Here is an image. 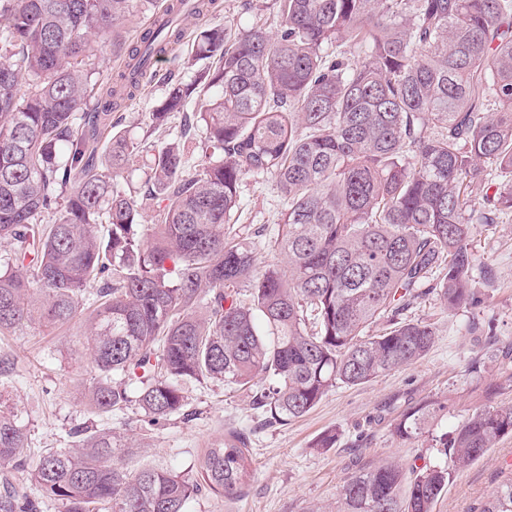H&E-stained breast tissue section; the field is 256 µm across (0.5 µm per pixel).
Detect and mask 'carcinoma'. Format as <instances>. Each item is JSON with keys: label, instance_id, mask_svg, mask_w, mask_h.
Masks as SVG:
<instances>
[{"label": "carcinoma", "instance_id": "cac0c4a2", "mask_svg": "<svg viewBox=\"0 0 512 512\" xmlns=\"http://www.w3.org/2000/svg\"><path fill=\"white\" fill-rule=\"evenodd\" d=\"M157 2L0 0V240L13 246L0 335L85 318L88 405L110 416L135 404L150 426L182 412L191 382L253 388L256 409L286 422L339 383L423 358L436 328L405 312L430 294L450 311L479 304L470 238L512 211V0H275L274 30L204 28L191 54L211 65L168 79L151 112L163 143L112 113L181 40L178 16L220 4ZM140 14L151 27L109 86L95 37ZM198 129L208 162L193 172L183 140ZM485 164L511 176L491 194ZM255 173L285 204L280 259L264 269L234 232ZM443 409L425 399L392 428L405 442L430 435L432 461L352 474L335 512H434L456 471L512 435V405L450 433L434 428ZM72 437L29 471L65 512H187L202 491L233 498L252 478L233 433L199 456L195 479L127 470L132 447L110 428ZM26 448L22 416L0 408V466ZM0 512H29L8 483ZM478 512H512V475Z\"/></svg>", "mask_w": 512, "mask_h": 512}]
</instances>
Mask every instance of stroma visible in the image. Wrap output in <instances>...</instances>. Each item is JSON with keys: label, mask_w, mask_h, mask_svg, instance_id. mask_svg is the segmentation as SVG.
I'll return each instance as SVG.
<instances>
[{"label": "stroma", "mask_w": 512, "mask_h": 512, "mask_svg": "<svg viewBox=\"0 0 512 512\" xmlns=\"http://www.w3.org/2000/svg\"><path fill=\"white\" fill-rule=\"evenodd\" d=\"M223 2L220 15L185 17V35L224 21L246 26L273 14V0ZM188 49L187 42L173 45L155 63V78L122 108L134 135L148 130L153 107L165 98V74L193 78ZM239 193L243 213L236 227L245 235L262 230L256 257L258 265H267L276 257L271 241L282 196L267 175L244 178ZM471 246L479 260L474 275L483 291L478 306L451 313L435 296L417 301L408 318L437 329L422 359L361 385H336L311 411L288 423L268 420L255 409L251 390L211 380L190 386L184 412L155 429L133 408L110 419L94 415L87 406L86 382L93 349L80 319L0 336V404L22 412L31 465L46 449L67 447L71 429L78 426L109 427L128 438L133 450L125 464L132 471L160 464L187 473L203 448L229 433L243 434L252 453L249 485L234 499L198 495L188 512H311L335 503L350 475L382 459L419 466L432 459L428 438L404 442L392 433L395 420L422 400L435 398L445 405L438 421L445 430L475 410L512 405V388L501 386L504 375L512 374V213L499 223L478 225ZM488 320L495 323V335L482 328ZM329 429L337 433L335 445L314 448L315 439ZM510 465L512 435L456 473L435 512H472L506 478Z\"/></svg>", "instance_id": "1"}]
</instances>
